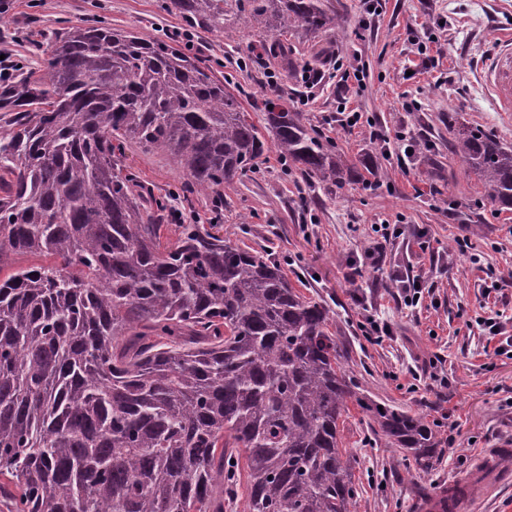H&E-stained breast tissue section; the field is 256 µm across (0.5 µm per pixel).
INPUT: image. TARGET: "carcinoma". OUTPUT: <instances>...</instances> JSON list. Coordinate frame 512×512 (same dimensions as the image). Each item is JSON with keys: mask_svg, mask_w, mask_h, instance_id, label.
Listing matches in <instances>:
<instances>
[{"mask_svg": "<svg viewBox=\"0 0 512 512\" xmlns=\"http://www.w3.org/2000/svg\"><path fill=\"white\" fill-rule=\"evenodd\" d=\"M250 51L336 30L331 0H163ZM36 71L0 78V475L15 512H353L341 426L357 406L418 470L442 438L423 417L359 392L330 310L264 250L203 224L160 242L167 203L122 164L163 154L183 202L219 193L275 150L339 192L378 179L307 127L288 97L260 123L202 59L101 21L61 28ZM454 152L512 209V147L481 130ZM52 258L18 264L26 255Z\"/></svg>", "mask_w": 512, "mask_h": 512, "instance_id": "cac0c4a2", "label": "carcinoma"}]
</instances>
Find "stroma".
Wrapping results in <instances>:
<instances>
[{
    "label": "stroma",
    "instance_id": "obj_1",
    "mask_svg": "<svg viewBox=\"0 0 512 512\" xmlns=\"http://www.w3.org/2000/svg\"><path fill=\"white\" fill-rule=\"evenodd\" d=\"M4 2L0 50L24 66L54 30L95 19L144 38L165 35L222 72L247 110L278 89L349 164L365 160L382 170L379 182L335 194L296 179L272 151L225 190L223 204L200 195L188 209L178 197L180 172L165 156L132 145L125 159L183 222L217 224L234 241L270 251L293 287L324 301L364 394L439 424L447 444L422 473L351 409L342 435L359 490L355 512H417L422 490L470 479L488 449H512V356L494 355L502 337L483 326L498 318L512 336V210H497L452 149L462 125L512 146V112L497 111L481 70L499 37L512 32V0H335L340 24L318 42L342 59L340 71L302 43L293 67L282 69L253 57L241 30L218 36L187 26L161 11L160 0ZM307 65L320 66L324 78L305 98ZM355 67L362 79L346 77ZM345 110L360 113L357 126L344 124ZM180 223L164 218L162 241H175ZM383 224L404 233L387 243L377 268L368 254ZM397 272L423 290L415 309L400 305ZM365 311L391 327L381 344L363 337ZM429 366L438 379L425 375Z\"/></svg>",
    "mask_w": 512,
    "mask_h": 512
}]
</instances>
